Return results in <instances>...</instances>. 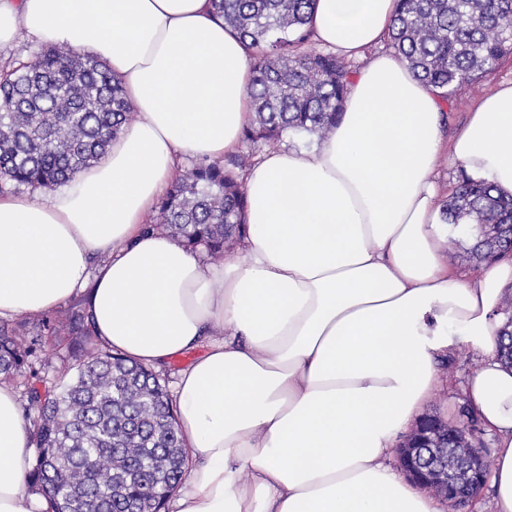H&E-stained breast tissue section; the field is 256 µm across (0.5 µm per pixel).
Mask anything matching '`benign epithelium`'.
<instances>
[{"label":"benign epithelium","mask_w":512,"mask_h":512,"mask_svg":"<svg viewBox=\"0 0 512 512\" xmlns=\"http://www.w3.org/2000/svg\"><path fill=\"white\" fill-rule=\"evenodd\" d=\"M444 431L446 427L439 423L419 420L397 449L398 459L414 484L457 503L467 498L472 488L485 483V455L476 442L477 421L473 419L463 430L470 452L465 466L468 478L460 480L457 467L448 462V449L440 446Z\"/></svg>","instance_id":"7a95c632"}]
</instances>
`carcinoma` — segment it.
<instances>
[{
    "instance_id": "cac0c4a2",
    "label": "carcinoma",
    "mask_w": 512,
    "mask_h": 512,
    "mask_svg": "<svg viewBox=\"0 0 512 512\" xmlns=\"http://www.w3.org/2000/svg\"><path fill=\"white\" fill-rule=\"evenodd\" d=\"M224 24L250 40L253 118L247 156L195 165L171 184L159 223L192 250L224 257L244 224L246 198L233 170L248 168L260 145L288 132L328 136L348 94L351 71L331 52L304 50L314 0H213ZM420 80L454 99L512 52V0H400L389 36ZM120 82L102 63L52 46L0 76V181L48 191L97 162L133 120ZM448 224L470 226L471 253L490 259L512 247V198L460 176L443 207ZM75 377L43 391L30 387L36 449L32 482L48 512H160L183 473L172 404L151 371L88 342L84 309L68 310ZM501 359L512 365V319L499 331ZM38 339L0 325V375L26 367Z\"/></svg>"
}]
</instances>
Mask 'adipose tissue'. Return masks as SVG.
Masks as SVG:
<instances>
[{
	"label": "adipose tissue",
	"mask_w": 512,
	"mask_h": 512,
	"mask_svg": "<svg viewBox=\"0 0 512 512\" xmlns=\"http://www.w3.org/2000/svg\"><path fill=\"white\" fill-rule=\"evenodd\" d=\"M398 0H315L313 41L363 58L332 133L269 151L240 179L247 231L206 263L147 230L180 156L238 152L251 121V50L210 0H0V48L18 35L105 62L135 113L106 156L47 201L0 194V319L81 295L96 341L176 383L188 458L176 512H441L386 465L465 341V394L497 438L495 512H512V369L497 309L512 259L470 276L439 246L443 153L512 196V83L446 136L438 88L391 52ZM0 382V512H43L30 432Z\"/></svg>",
	"instance_id": "1"
}]
</instances>
